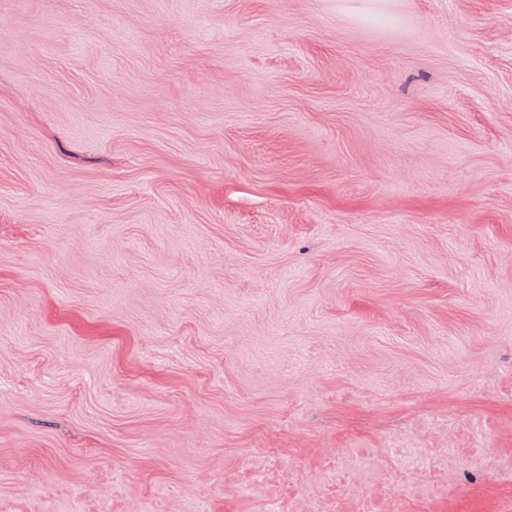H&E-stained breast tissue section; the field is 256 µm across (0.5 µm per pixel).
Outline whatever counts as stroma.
Masks as SVG:
<instances>
[{
  "instance_id": "1",
  "label": "stroma",
  "mask_w": 512,
  "mask_h": 512,
  "mask_svg": "<svg viewBox=\"0 0 512 512\" xmlns=\"http://www.w3.org/2000/svg\"><path fill=\"white\" fill-rule=\"evenodd\" d=\"M345 3L0 0V512H512V0Z\"/></svg>"
}]
</instances>
